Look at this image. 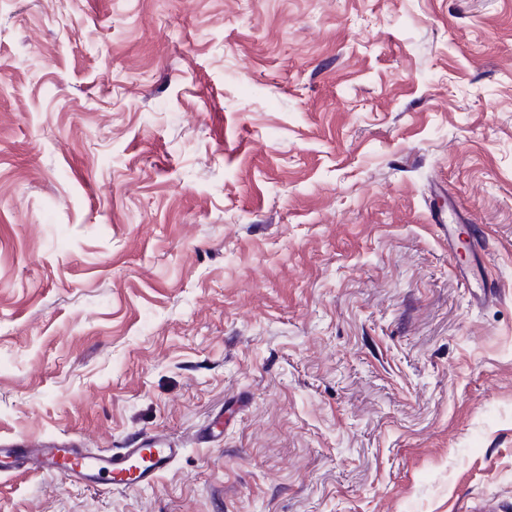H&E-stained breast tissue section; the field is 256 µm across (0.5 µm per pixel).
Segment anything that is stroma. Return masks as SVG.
<instances>
[{"label":"stroma","instance_id":"stroma-1","mask_svg":"<svg viewBox=\"0 0 512 512\" xmlns=\"http://www.w3.org/2000/svg\"><path fill=\"white\" fill-rule=\"evenodd\" d=\"M155 432L0 512H512V0H0V439ZM184 449L154 433L120 451L90 452L77 440L31 442L0 440V462L9 470L56 474L73 482L96 487L139 489L156 485ZM64 461V464L62 463Z\"/></svg>","mask_w":512,"mask_h":512}]
</instances>
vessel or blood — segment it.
<instances>
[{
    "label": "vessel or blood",
    "mask_w": 512,
    "mask_h": 512,
    "mask_svg": "<svg viewBox=\"0 0 512 512\" xmlns=\"http://www.w3.org/2000/svg\"><path fill=\"white\" fill-rule=\"evenodd\" d=\"M181 453V448L159 433L118 451L97 452L82 448L76 440H0V462L11 470L56 474L96 487L139 489L154 486Z\"/></svg>",
    "instance_id": "vessel-or-blood-1"
}]
</instances>
